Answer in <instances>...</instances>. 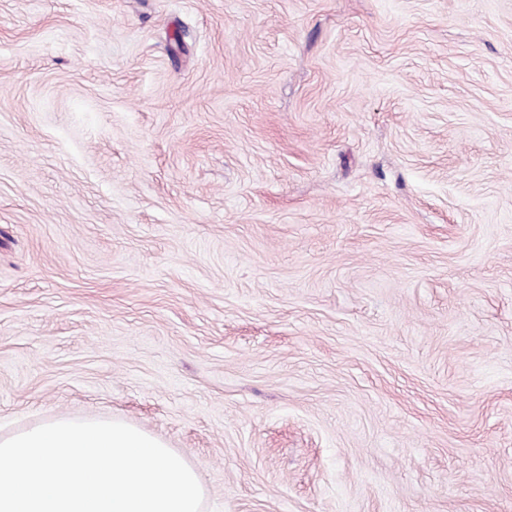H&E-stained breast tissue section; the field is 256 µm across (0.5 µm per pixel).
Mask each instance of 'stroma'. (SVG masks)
I'll use <instances>...</instances> for the list:
<instances>
[{"mask_svg":"<svg viewBox=\"0 0 512 512\" xmlns=\"http://www.w3.org/2000/svg\"><path fill=\"white\" fill-rule=\"evenodd\" d=\"M60 418L202 512H512V0H0V434Z\"/></svg>","mask_w":512,"mask_h":512,"instance_id":"35a3bbf8","label":"stroma"}]
</instances>
